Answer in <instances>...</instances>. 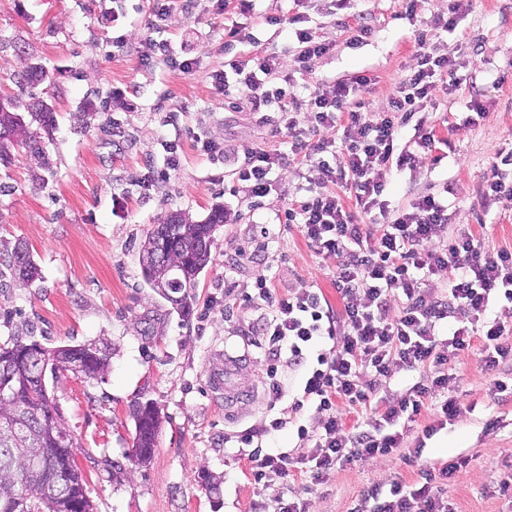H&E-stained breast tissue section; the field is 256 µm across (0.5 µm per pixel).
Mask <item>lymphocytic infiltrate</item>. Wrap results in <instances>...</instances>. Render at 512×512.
Returning a JSON list of instances; mask_svg holds the SVG:
<instances>
[{
  "mask_svg": "<svg viewBox=\"0 0 512 512\" xmlns=\"http://www.w3.org/2000/svg\"><path fill=\"white\" fill-rule=\"evenodd\" d=\"M456 26V17L439 16L431 28L416 33L417 64L400 83L389 110L378 114L353 97L354 88L369 85L366 76L305 102L290 96L292 72L310 71L313 61L330 50L312 29H295L290 70L275 53L239 59L235 48L247 39L243 27L224 32V67L210 76L215 94L226 95L232 73L260 105L277 108L281 130L295 129L301 112L309 113L313 131L343 128L341 140L314 146L295 138L273 149L245 148L238 171L242 189L262 198L275 172L289 162L317 168L320 180L289 202L284 221L298 229L315 254L337 258L334 286L342 301L340 309H333L317 288L278 295L265 275L253 284L249 300L262 314L245 333L257 337L267 351L268 393L275 398L283 393L277 378L281 360L304 366L303 394L294 407L313 408L321 427L316 433L298 426L305 453L297 457L262 452L254 446V431H241L238 441L249 449L255 483L287 480L293 469L306 464L322 481L337 465L389 456L403 448L412 423L426 412L431 421L423 435L432 437L458 412L448 396V364L458 352L478 348L490 368L512 362V251L482 254L469 227L449 226L448 203L437 193L418 195L394 211L382 199L392 169H415L422 154L431 164L440 161L433 132L420 135L414 152L397 149L396 140L438 78L452 72V60L435 54L432 40L435 30ZM339 180L346 183L345 193L332 188ZM356 208L379 213L381 219L355 223ZM442 272L448 278L441 290H434L430 279ZM395 301L401 304L396 314L391 311ZM418 368L423 377L405 392L386 394L371 421L347 426L346 408L366 406L376 380ZM356 512H446V507L432 483L396 481L386 493L380 485L368 487Z\"/></svg>",
  "mask_w": 512,
  "mask_h": 512,
  "instance_id": "obj_1",
  "label": "lymphocytic infiltrate"
}]
</instances>
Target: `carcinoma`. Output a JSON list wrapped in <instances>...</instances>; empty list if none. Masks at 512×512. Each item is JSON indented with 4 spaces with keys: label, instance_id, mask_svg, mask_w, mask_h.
I'll use <instances>...</instances> for the list:
<instances>
[{
    "label": "carcinoma",
    "instance_id": "1",
    "mask_svg": "<svg viewBox=\"0 0 512 512\" xmlns=\"http://www.w3.org/2000/svg\"><path fill=\"white\" fill-rule=\"evenodd\" d=\"M33 122L49 130L55 122L53 112L42 100L32 96L24 104ZM22 146L36 156H42L36 132L14 141L0 134V160L8 159L10 149ZM169 222L160 224L150 233L147 241L170 246L171 257L182 264L175 280L164 272L142 267L145 282L152 288H166L180 294L177 302L187 303L191 288L195 287L200 273L211 262L213 233L224 223V209L217 208L204 220L193 221L184 212H173ZM8 271L21 286H29L39 277V270L28 249L17 244L13 248ZM110 348L104 342L89 340L79 345L54 348L43 346L36 340L16 337L10 344L0 347V362L13 366L17 371L10 393L0 397V512H15L19 501L26 502L23 512H93L86 479L76 453L67 455L58 482L39 483L25 476L27 457L37 451L52 452L59 441L66 440L75 448L73 436L62 427L63 415L55 400L48 394L45 377L37 374L41 366L50 368L55 377L74 373L86 379L102 377L109 366ZM21 415L29 425L18 430L12 426L13 417ZM135 437L132 458L140 465L150 463L156 447L160 428V413L151 403L139 406L134 412Z\"/></svg>",
    "mask_w": 512,
    "mask_h": 512
}]
</instances>
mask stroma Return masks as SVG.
I'll return each instance as SVG.
<instances>
[{
    "mask_svg": "<svg viewBox=\"0 0 512 512\" xmlns=\"http://www.w3.org/2000/svg\"><path fill=\"white\" fill-rule=\"evenodd\" d=\"M455 0H360L341 10L333 0H254L251 13L220 10L216 0H195L174 10L161 39L172 54L195 59L193 71L163 60H143L152 31V0H0V93L46 102L56 117L41 140L50 165L25 150L0 162V257L27 245L40 270L30 287L0 277V345L14 337L52 348L99 339L112 349L104 377H46L77 442L94 512H272L285 491L304 499L309 512H353L373 484L421 481L426 464L468 459L463 474L443 487L455 512H512L500 482L512 473V394L498 392L501 374L485 368L478 350L460 352L448 365L451 395L461 412L427 439L422 458L412 448L379 460L357 461L316 483L310 471H293L287 483L254 485L237 434L261 431L270 415L315 426L312 410H295L302 369L281 367L284 394L270 402L261 381L266 351L239 327L258 317L246 299L257 276H271L278 294L318 288L331 305L337 260L321 257L296 228L280 224L289 200L307 184L301 164L280 171L270 193L254 202L234 191L235 149L279 145L229 75V97L213 94L209 74L224 65V30L246 26L253 39L238 44L246 55L293 57L288 25H261L265 14L302 15L331 49L312 69L294 74L297 99L332 92L367 75L361 95L371 112L389 107L399 83L416 63L414 33ZM368 35L355 40L359 25ZM437 53L456 63L454 80L438 81L416 114L425 128L447 139L438 165L420 158L415 169L392 172L384 198L390 208L420 191L446 192L448 221L467 224L481 250L512 251V204L481 201L479 190L495 153L512 141V0H470L452 32H439ZM42 82L19 86L29 66ZM179 139L174 170H166L164 140ZM230 148L203 155L198 140ZM166 180L144 197L147 171ZM231 210L214 233L212 261L199 275L189 307L175 305L144 281L140 250L156 224L174 211L204 219L218 204ZM233 282L225 294V282ZM239 364L234 386L247 400L225 408L209 384L225 356ZM157 404L162 427L150 464L132 459L133 412Z\"/></svg>",
    "mask_w": 512,
    "mask_h": 512,
    "instance_id": "obj_1",
    "label": "stroma"
}]
</instances>
